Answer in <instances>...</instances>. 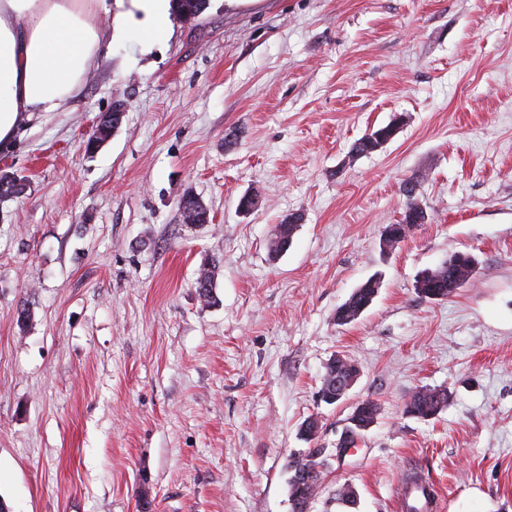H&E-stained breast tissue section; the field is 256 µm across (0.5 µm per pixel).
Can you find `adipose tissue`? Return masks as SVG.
<instances>
[{
  "label": "adipose tissue",
  "mask_w": 512,
  "mask_h": 512,
  "mask_svg": "<svg viewBox=\"0 0 512 512\" xmlns=\"http://www.w3.org/2000/svg\"><path fill=\"white\" fill-rule=\"evenodd\" d=\"M170 0H0V151L39 112L65 109L112 48L115 31L152 44Z\"/></svg>",
  "instance_id": "ef3b65f1"
}]
</instances>
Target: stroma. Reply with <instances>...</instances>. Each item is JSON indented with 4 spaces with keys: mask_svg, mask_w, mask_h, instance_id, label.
<instances>
[{
    "mask_svg": "<svg viewBox=\"0 0 512 512\" xmlns=\"http://www.w3.org/2000/svg\"><path fill=\"white\" fill-rule=\"evenodd\" d=\"M117 102L120 128L88 152ZM394 120L392 141L352 155ZM1 170L28 183L0 200L6 512H140L143 490L150 512H292L286 463L309 448L330 467L308 512H395L409 468L440 512H512V0H210L152 47L114 42ZM188 191L208 224L182 223ZM411 200L425 222L384 250ZM457 252L473 278L420 297L421 272ZM374 275L371 306L338 324ZM339 356L361 375L328 405ZM422 386L448 392L436 418L404 411ZM365 399L377 420L338 455ZM299 220V217L295 216V221L292 222L288 217V219H284L281 224H278L277 231L269 243L271 257L276 258L288 250ZM380 288V281L373 277L367 279L357 287L350 297L336 310V316L341 315L346 323L356 321L361 314L372 304ZM347 360L346 362H341L340 358H336L329 363L326 369V373L323 377L321 388L318 393H323L324 396H334L336 391V399L343 398L346 393L352 388V386L357 382L360 376V370L357 368L353 370L350 374H339L337 375L336 369L343 368H352V366H357L354 362ZM339 363L336 365V363ZM336 379V389L332 384V381ZM323 394H319L320 401L323 402H332L334 398L332 397H323Z\"/></svg>",
    "mask_w": 512,
    "mask_h": 512,
    "instance_id": "obj_1",
    "label": "stroma"
}]
</instances>
